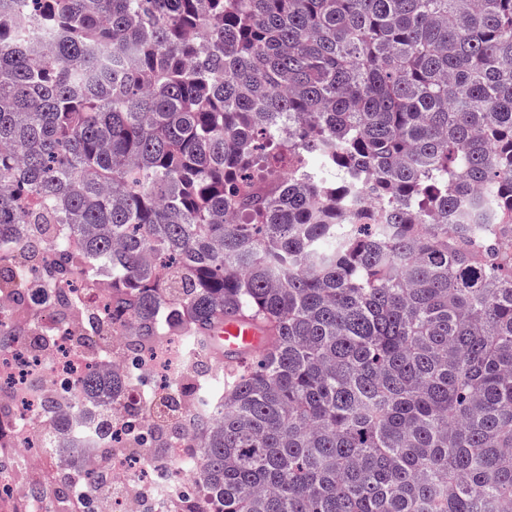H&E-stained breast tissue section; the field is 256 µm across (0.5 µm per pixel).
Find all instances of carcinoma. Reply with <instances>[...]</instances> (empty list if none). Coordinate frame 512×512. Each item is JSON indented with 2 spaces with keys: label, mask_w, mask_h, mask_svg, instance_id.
Listing matches in <instances>:
<instances>
[{
  "label": "carcinoma",
  "mask_w": 512,
  "mask_h": 512,
  "mask_svg": "<svg viewBox=\"0 0 512 512\" xmlns=\"http://www.w3.org/2000/svg\"><path fill=\"white\" fill-rule=\"evenodd\" d=\"M284 161L303 185L246 194ZM1 184L0 355L97 336L68 396L19 389L47 459L112 455L91 406L142 472H199L185 512H512V0H0ZM227 315L271 330L230 377ZM171 337L189 419L137 370ZM110 496L56 471L59 504Z\"/></svg>",
  "instance_id": "obj_1"
}]
</instances>
